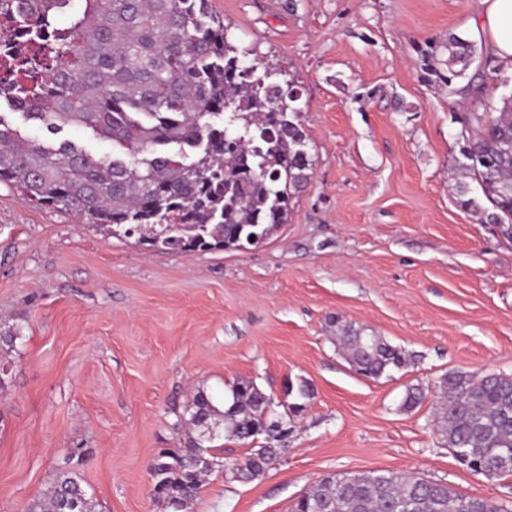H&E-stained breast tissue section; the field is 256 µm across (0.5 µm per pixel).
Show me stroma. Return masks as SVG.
I'll return each mask as SVG.
<instances>
[{"instance_id":"stroma-1","label":"stroma","mask_w":512,"mask_h":512,"mask_svg":"<svg viewBox=\"0 0 512 512\" xmlns=\"http://www.w3.org/2000/svg\"><path fill=\"white\" fill-rule=\"evenodd\" d=\"M212 0L231 36L300 83L313 170L287 224L250 251L149 250L76 223L0 184V329L19 326L0 390V512H26L61 469L98 512H169L153 494L159 449L197 389L223 399L241 379L282 401L288 451L242 481L222 465L185 512H290L329 474L415 472L512 502V475L461 467L434 424L440 376L512 373V244L458 207L457 108L419 50L468 37L476 0ZM399 349L407 367L357 374L337 323Z\"/></svg>"}]
</instances>
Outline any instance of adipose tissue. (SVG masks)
<instances>
[{
    "label": "adipose tissue",
    "instance_id": "1",
    "mask_svg": "<svg viewBox=\"0 0 512 512\" xmlns=\"http://www.w3.org/2000/svg\"><path fill=\"white\" fill-rule=\"evenodd\" d=\"M476 4L475 36L485 37L489 55L502 69L512 72V0H476Z\"/></svg>",
    "mask_w": 512,
    "mask_h": 512
}]
</instances>
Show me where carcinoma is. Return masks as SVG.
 Listing matches in <instances>:
<instances>
[{
  "label": "carcinoma",
  "instance_id": "1",
  "mask_svg": "<svg viewBox=\"0 0 512 512\" xmlns=\"http://www.w3.org/2000/svg\"><path fill=\"white\" fill-rule=\"evenodd\" d=\"M210 0H0L3 99L52 135L83 128L112 152L98 157L70 140L25 136L0 113V183L40 206L64 210L114 237L180 252L256 247L288 222L311 178L309 139L294 81L259 86L262 63L235 44ZM422 68L448 97L481 101L460 113L456 203L512 243V87L492 57L456 34L420 50ZM503 88L497 101L488 88ZM477 183L474 193L470 182ZM339 340L352 366L377 378L401 369V352L352 325ZM305 410L310 385H284ZM435 424L457 462L488 479L512 475V374L444 375ZM425 399L407 390L403 408ZM273 399L243 379L218 406L197 390L180 416L183 445L151 465L162 501L183 512L219 465L215 440L268 435ZM288 448L261 446L234 465L243 480ZM74 469L60 470L28 512H96ZM291 512H512L416 473L387 470L323 477Z\"/></svg>",
  "mask_w": 512,
  "mask_h": 512
}]
</instances>
